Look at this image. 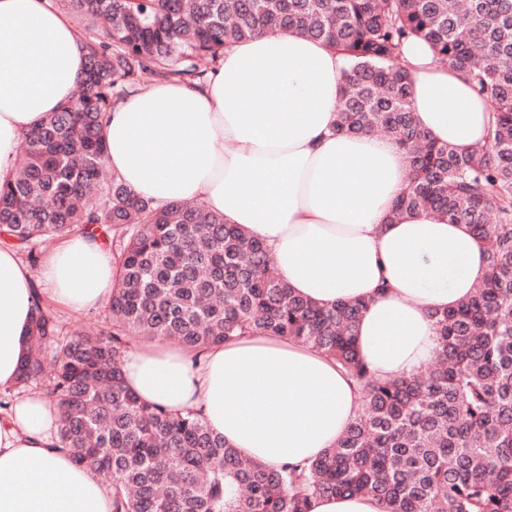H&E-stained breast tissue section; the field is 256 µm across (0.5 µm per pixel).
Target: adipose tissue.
I'll use <instances>...</instances> for the list:
<instances>
[{
	"label": "adipose tissue",
	"instance_id": "ef3b65f1",
	"mask_svg": "<svg viewBox=\"0 0 512 512\" xmlns=\"http://www.w3.org/2000/svg\"><path fill=\"white\" fill-rule=\"evenodd\" d=\"M85 38L45 0H0V184L14 177L26 132L74 97ZM418 127L461 153L483 144L490 112L469 82L419 40L402 48ZM346 59L319 40L261 32L230 44L201 84L140 89L107 115L106 161L135 194L194 199L264 244L276 275L322 307L361 300L356 345L377 378L421 371L439 346L432 312L468 297L487 273L466 224L422 213L393 218L409 182L392 139L340 134ZM61 306L109 302L108 248L64 239L32 271L0 247V388L28 350L34 281ZM128 385L148 404L190 408L241 457L271 467L334 447L360 391L325 355L279 336L203 351L162 341L126 354ZM61 411L22 396L0 416V512H112V496L58 448Z\"/></svg>",
	"mask_w": 512,
	"mask_h": 512
}]
</instances>
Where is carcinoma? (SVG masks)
Here are the masks:
<instances>
[{
    "instance_id": "obj_1",
    "label": "carcinoma",
    "mask_w": 512,
    "mask_h": 512,
    "mask_svg": "<svg viewBox=\"0 0 512 512\" xmlns=\"http://www.w3.org/2000/svg\"><path fill=\"white\" fill-rule=\"evenodd\" d=\"M91 23L74 102L24 135L25 163L0 185V236L35 264L43 243L101 230L112 242L111 321L65 333L38 297L16 384L44 380L60 443L107 478L112 512H310L317 496H371L384 512H512V0H68ZM321 40L350 59L336 131L393 139L409 186L393 216L431 210L469 224L487 275L431 313V368L392 381L359 357L364 302L323 308L277 277L263 244L201 204L163 206L106 173L107 113L139 85L193 83L224 48L259 32ZM428 43L490 102L486 143L466 154L416 125L405 42ZM287 336L340 364L357 417L309 464L241 457L198 414L142 403L122 371L129 338L205 349Z\"/></svg>"
}]
</instances>
